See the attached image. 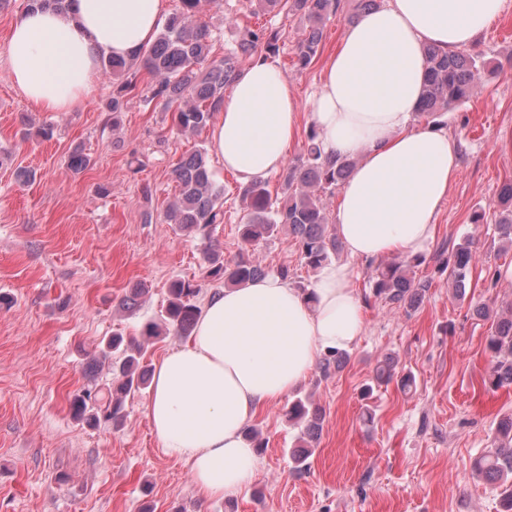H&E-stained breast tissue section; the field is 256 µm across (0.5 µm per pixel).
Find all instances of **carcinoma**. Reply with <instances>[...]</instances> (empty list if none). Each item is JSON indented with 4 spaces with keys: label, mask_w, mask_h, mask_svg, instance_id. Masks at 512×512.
<instances>
[{
    "label": "carcinoma",
    "mask_w": 512,
    "mask_h": 512,
    "mask_svg": "<svg viewBox=\"0 0 512 512\" xmlns=\"http://www.w3.org/2000/svg\"><path fill=\"white\" fill-rule=\"evenodd\" d=\"M207 1L215 2L179 0V8L169 16L153 43L137 57L101 58L103 73L112 77V96L106 104V111L112 113V125L119 123L125 99L134 93L148 108L162 103L171 110L173 127L178 132L198 135L209 127L214 112L224 102V87L234 79L238 59L277 50L279 32L236 21L233 50L220 58L211 56V30L199 20ZM249 4L253 15L285 10L301 16L304 26L296 43V64L304 68L317 56L325 22L339 9L341 0H249ZM426 57L428 72L419 106L422 116L436 117L456 110L470 101L475 87L485 77L503 71L500 64L468 50L450 54L430 46L426 48ZM317 138V130L310 129L303 153L283 169L279 191L272 192L266 179H257L242 188L245 215L239 225V235L248 245L266 242L288 230L295 238L301 263L313 270L343 251L331 220L330 202L355 165L353 159L322 156ZM171 175L178 194L164 210L162 223L187 233H205L213 225L224 223V189L213 179L205 148L183 154L172 167ZM493 216L499 238L511 246L512 179L503 182ZM439 256L443 257V268L448 270L454 295L463 297L471 270L479 261L473 242L468 240L450 249L443 247ZM204 261L207 270L203 279L171 282L162 318L145 323L140 338L126 339L115 334L99 348L92 365L108 367L114 377L104 386L94 383L73 397L71 411L75 419L89 426L109 422L120 426L126 400L143 393L151 382L145 345L170 334L191 335L199 312L196 300L206 284L217 282L234 287L269 274L248 254L242 253L230 263L224 261L212 243L204 250ZM420 264L418 256L380 262L369 281L370 294L365 299L373 298L407 313L417 310L432 287L431 279L416 277L415 268ZM473 314L491 320V332L486 339L491 365L484 383L494 389L512 386V304L495 312L484 304L477 305ZM350 361L348 352L332 350L322 354L318 369L328 377L342 371ZM397 367L392 356L378 361L372 384L363 389V395L368 397L373 386L393 380L402 390H412L415 378L410 373H399ZM285 416L292 426L299 428L292 460L300 475L308 469L324 412L307 395L290 402ZM473 470L477 478L496 486L500 512H512V413L498 421L493 448L474 461Z\"/></svg>",
    "instance_id": "obj_1"
}]
</instances>
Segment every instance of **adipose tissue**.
<instances>
[{
	"label": "adipose tissue",
	"instance_id": "1",
	"mask_svg": "<svg viewBox=\"0 0 512 512\" xmlns=\"http://www.w3.org/2000/svg\"><path fill=\"white\" fill-rule=\"evenodd\" d=\"M505 7L385 0L349 25L306 101L274 60H256L238 71L210 123L218 164L246 184L282 170L300 117L309 115L323 155L357 160L336 209L347 252L366 262L418 254L460 171L446 124L416 123L425 48L469 49ZM166 16L167 0H67L62 10H28L11 26V81L41 111H75L95 88L101 56H131L155 40ZM355 281L349 264L329 262L309 298L274 273L211 290L190 340L156 362L147 417L203 496L238 497L259 467L247 423L293 393L320 353L358 341L365 319Z\"/></svg>",
	"mask_w": 512,
	"mask_h": 512
}]
</instances>
